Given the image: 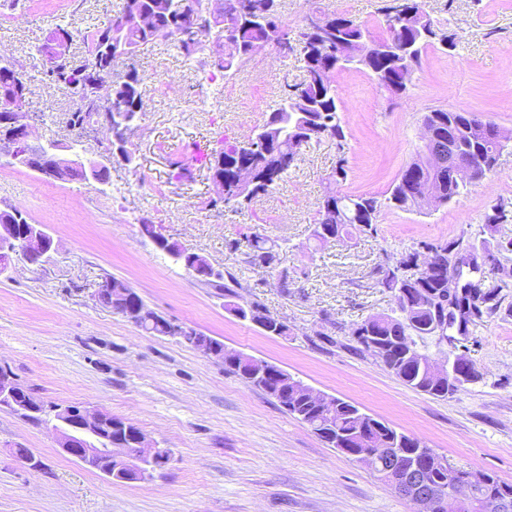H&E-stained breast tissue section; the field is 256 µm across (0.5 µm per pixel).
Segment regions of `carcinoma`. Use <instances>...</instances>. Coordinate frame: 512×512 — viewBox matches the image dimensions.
I'll use <instances>...</instances> for the list:
<instances>
[{
    "label": "carcinoma",
    "instance_id": "carcinoma-1",
    "mask_svg": "<svg viewBox=\"0 0 512 512\" xmlns=\"http://www.w3.org/2000/svg\"><path fill=\"white\" fill-rule=\"evenodd\" d=\"M125 0L123 9L112 20L89 31L87 62L94 58L98 43L110 38L114 47L131 57L140 50L157 42H173L191 57L205 54V64L231 75L251 55L240 52V46H259L270 41L288 46L280 53L283 59L294 58L303 63L308 76L286 89L279 107L264 122L268 132L266 139L254 143V148L239 152V145H224V204L222 208L239 212L256 198L268 192L292 167L301 150L312 141L329 137L337 141L338 150H344L345 134L340 116V96L332 82V75L350 66L362 68L380 87L392 94L406 88L407 78L421 63L427 47L441 44V29L424 9L423 0H412L413 15L407 19H394L386 10L384 31L386 37L376 39L366 34L362 25L342 15L323 14V34L313 33L307 27L288 28L281 16L279 0H229L231 7L224 10V0ZM186 15L185 23L198 18L202 24L195 32V40L188 42L175 27L172 13ZM428 24L434 37L418 38L419 28ZM52 83L76 96L82 79L79 68L58 72H44ZM131 80L128 88L115 91L112 110L130 112L136 107L143 110L144 76L132 69L127 72ZM311 101L316 105L313 118L318 127L316 134L303 126L289 125L286 103L293 96ZM437 136L444 139L443 146L452 151L460 163H473L475 169L468 179L458 181L448 171L436 169L429 159L420 155L408 164L416 176L407 177L401 172L385 201L370 195H336L327 192L312 225L311 237L320 247L331 246L348 234L352 228L360 233L374 231L382 206L405 211L415 208L416 196L426 188L433 189L446 201L466 190L474 181L482 179L494 170L502 152L497 140L486 134L482 117L476 112H452L434 109L423 115ZM250 162L255 183L244 186L239 182L238 169L243 160ZM252 264L267 267L282 264L288 249L266 238L253 235L247 238ZM421 252L413 247L392 270L384 272L379 284L394 293L396 309L390 314L374 316L352 330L359 350L374 356L406 386L434 396L448 399L465 387L463 383L432 380L428 368L430 357L420 351L416 339L430 336L426 326L430 320L428 305L433 291L448 290V257L436 255L432 272L423 281L410 284L404 279V269L419 262ZM475 258L462 260L457 270L456 290L453 301L443 295L441 309L447 325L471 324L485 314L496 313L502 304L503 286L488 279L481 280L475 272ZM255 317L267 329L269 336L287 335L288 326L275 319L259 304L254 305ZM151 319L141 329L153 336L172 335V323L153 310ZM224 371L233 373L251 386L264 391L275 399L288 414L307 424L329 447H336V440L348 434L354 445L360 447L367 441L383 445L386 452L398 457L401 466L426 471L427 480L439 494L440 506L436 512H495L490 505L508 495L512 497V483L500 480L486 470L480 474L474 488L473 501L469 506L448 503V469L436 468L432 459L433 449L408 434L372 416L358 422L352 413L358 407L342 399L334 398L326 406L309 401L301 388L302 380L280 370L279 377L258 380L251 377L247 368L224 356Z\"/></svg>",
    "mask_w": 512,
    "mask_h": 512
}]
</instances>
